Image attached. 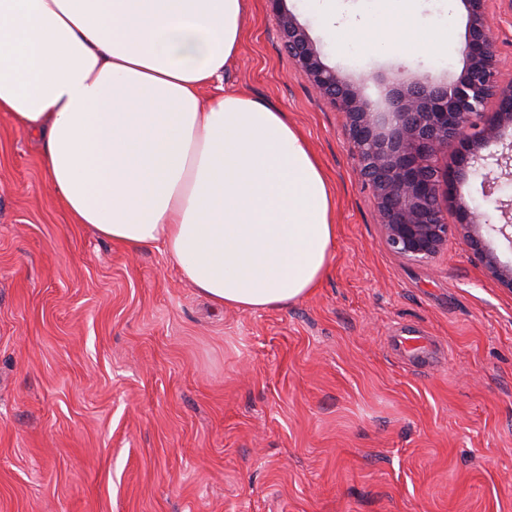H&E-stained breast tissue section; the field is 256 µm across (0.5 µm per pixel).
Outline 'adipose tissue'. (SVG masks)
Segmentation results:
<instances>
[{
    "label": "adipose tissue",
    "instance_id": "ef3b65f1",
    "mask_svg": "<svg viewBox=\"0 0 512 512\" xmlns=\"http://www.w3.org/2000/svg\"><path fill=\"white\" fill-rule=\"evenodd\" d=\"M337 32L344 56L455 57L393 0ZM245 0H0V112L43 144L59 205L127 250L161 245L212 303L288 306L320 282L334 196L285 113L206 101L241 37Z\"/></svg>",
    "mask_w": 512,
    "mask_h": 512
}]
</instances>
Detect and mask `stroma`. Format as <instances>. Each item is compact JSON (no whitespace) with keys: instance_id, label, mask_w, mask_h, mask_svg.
Returning a JSON list of instances; mask_svg holds the SVG:
<instances>
[{"instance_id":"1","label":"stroma","mask_w":512,"mask_h":512,"mask_svg":"<svg viewBox=\"0 0 512 512\" xmlns=\"http://www.w3.org/2000/svg\"><path fill=\"white\" fill-rule=\"evenodd\" d=\"M288 10L323 62L387 112L400 75L450 66L343 57L334 27ZM512 82V0H489ZM467 33L461 0H418ZM287 113L336 192L318 288L285 308L212 306L160 246L131 253L72 223L37 137L0 112V512H512V289L468 239L512 264V241L458 222L487 210L476 167L440 160L448 246L385 248L345 116L283 49L266 0H246L218 91ZM428 336L425 354L396 345Z\"/></svg>"}]
</instances>
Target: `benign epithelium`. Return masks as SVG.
<instances>
[{
	"mask_svg": "<svg viewBox=\"0 0 512 512\" xmlns=\"http://www.w3.org/2000/svg\"><path fill=\"white\" fill-rule=\"evenodd\" d=\"M487 0H462L468 14L462 47L464 68L447 84L421 79L397 80L388 94L392 112L386 132L357 87L326 65L305 28L288 11L286 0H267L278 21L283 48L298 74L317 95L346 116V133L358 177L371 190L384 246L411 261L434 257L448 243L449 224L439 206L451 193L453 175L443 172L437 158L458 145L462 164L496 159L501 170L512 167V156L491 151L499 131L512 126V86L503 89L497 76L504 65L493 35ZM496 110L486 111L491 100ZM459 223L489 225L512 241L508 225L488 224L486 213L466 205L458 208ZM489 273L512 288V266H503L483 240L471 239Z\"/></svg>",
	"mask_w": 512,
	"mask_h": 512,
	"instance_id": "benign-epithelium-1",
	"label": "benign epithelium"
}]
</instances>
